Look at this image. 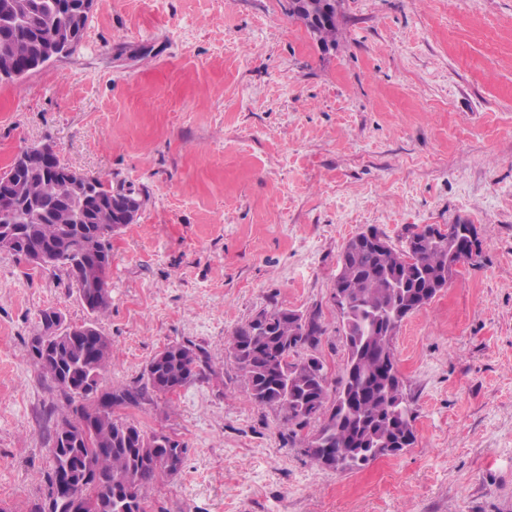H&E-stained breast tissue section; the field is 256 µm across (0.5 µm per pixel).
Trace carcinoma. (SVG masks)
Here are the masks:
<instances>
[{
	"mask_svg": "<svg viewBox=\"0 0 512 512\" xmlns=\"http://www.w3.org/2000/svg\"><path fill=\"white\" fill-rule=\"evenodd\" d=\"M310 20L291 6L288 16L301 21L323 51L336 45V6ZM82 0H0V62L37 61L53 40L80 46L90 12ZM30 150L47 156L50 165L41 173L11 167L0 173L17 189L38 200L84 212L80 224H63L49 216L38 224H17V234L4 240L7 251L20 255L39 241H53L58 253L51 268L66 270L87 311L97 316L109 304L93 303L84 275L87 266L112 261V232L124 225L123 215L130 200L139 198L132 186L100 175L83 174L89 187L87 200L61 192L59 176L69 170L53 146L43 143ZM429 224L409 226L401 244L378 249L360 232L350 239V247L339 259L335 287L345 294L342 318L346 364L334 387L327 376L309 369L306 358L322 344L326 327L318 307L308 310L307 326L299 324L295 313L272 303L258 310L260 319H249L235 328L224 341V353L237 365L249 399L270 407L291 427L318 424L311 438L320 443L343 465L341 471L362 469L368 459L362 442L390 440L415 442L411 398L397 375H388L396 366L390 323H399L408 310L424 308L434 297L439 270L448 260V231ZM57 310L40 311L38 332L57 339L68 335ZM31 357L40 375L59 391L72 415H64L55 426L48 448L51 472L69 470L75 482L83 480L78 464L88 461L100 473L98 485L85 489L86 512H136L146 499L149 487L159 478H174L183 468L185 447L171 443L161 432L146 431L138 423L115 415L119 407L139 406L171 392L176 384L186 385L213 372L210 356L201 346L182 352L165 346L130 384H107L105 374L112 364V342L96 327L83 324L75 341L60 348L55 365L42 362L36 347ZM70 427L68 446L55 451L60 425Z\"/></svg>",
	"mask_w": 512,
	"mask_h": 512,
	"instance_id": "obj_1",
	"label": "carcinoma"
}]
</instances>
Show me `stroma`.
Wrapping results in <instances>:
<instances>
[{
	"instance_id": "obj_1",
	"label": "stroma",
	"mask_w": 512,
	"mask_h": 512,
	"mask_svg": "<svg viewBox=\"0 0 512 512\" xmlns=\"http://www.w3.org/2000/svg\"><path fill=\"white\" fill-rule=\"evenodd\" d=\"M282 3L96 0L75 53L0 80V172L49 143L144 199L112 237L98 317L64 271L0 251V512L42 503L66 412L29 353L46 308L96 321L115 384L168 344L209 351V378L117 411L187 446L148 512H512V0H342L327 53ZM464 221L478 262L393 340L414 445L316 467L250 401L225 339L269 302L320 307L336 381L344 242Z\"/></svg>"
}]
</instances>
